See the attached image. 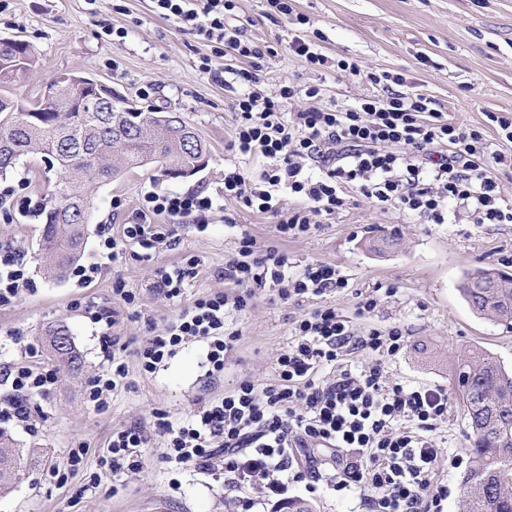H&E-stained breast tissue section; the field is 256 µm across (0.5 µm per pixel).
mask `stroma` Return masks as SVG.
<instances>
[{"instance_id": "obj_1", "label": "stroma", "mask_w": 512, "mask_h": 512, "mask_svg": "<svg viewBox=\"0 0 512 512\" xmlns=\"http://www.w3.org/2000/svg\"><path fill=\"white\" fill-rule=\"evenodd\" d=\"M291 6L295 17L307 18V31L321 34L324 54L356 63L360 73L312 68L284 48L296 24L274 12L268 0H237L234 24L244 39L277 50L263 60L264 89L283 81L299 88L289 111L309 107L303 93L308 85H323L322 105L350 108L373 93L368 74L398 73L408 85L427 93L450 121L480 131L492 149L512 152V143L500 138L496 123L499 116H512V0H292ZM106 23L127 30L122 45L104 37ZM13 37L34 46L37 64L9 85L12 98L41 100L54 76L81 71L144 109L177 112L209 149L207 164L190 176L173 177L161 164L151 163L100 187L83 260L92 259L98 250L95 226L131 221L145 191H212L221 185L227 167L259 171L262 158H243L225 149L232 128L230 102L241 86H225L202 72L199 64L210 52L208 42L162 18L152 0H8L0 8V39ZM144 86L149 89L145 95L140 92ZM116 195L125 201L117 213L112 210ZM343 196L345 205L335 218L285 243L273 217L227 204L238 226L261 244L281 245L296 269L328 261L348 284L330 294L286 303L274 299L272 289H263L239 322L242 340L214 391L223 393L244 377L267 382L296 318L318 306L336 307L359 329L404 326L409 331L406 346L389 362L388 371L392 378L413 385L447 387L451 406L448 422L437 435L442 454L438 476L451 489L445 512H462V471L446 460L447 454L466 453L469 445L459 368L469 354L482 350L511 369L512 323L475 314L459 286L464 275L478 267L512 274V224H475L466 209L455 205L448 208L447 223L435 224L426 216L376 204L352 187L344 188ZM43 223L40 216L0 209V245L26 252L35 281L12 305L0 307V364H47L57 373L54 393L30 402L35 429H7L22 451V461L18 479L0 492V512H234L223 479L170 462L166 439L157 432L148 434L140 471L116 474L106 464L113 430L137 419L150 420L155 411L175 424L187 417L203 383L201 354L195 345H187L164 370L142 375L133 350L149 333L162 332L174 314L173 306L149 289L156 262L136 260L126 250L88 287H76L67 278H44L37 260ZM235 237V228L225 227L217 214L205 234L186 228L179 248L163 252L159 260L174 262L185 253L201 257L203 271L186 290L194 299L223 288L224 257ZM372 237H392L396 243L379 254L366 246ZM118 281L136 293L134 304H124L114 294ZM368 294L376 297L377 306L363 316L358 302ZM87 299L115 311L129 369L101 409L87 401L92 381L103 371L95 329L75 306ZM60 321L70 329L79 370L58 361L48 346L47 331ZM29 344L36 347V355L26 353ZM77 448L84 455L75 466L71 452ZM49 467L58 468L65 483L47 480Z\"/></svg>"}]
</instances>
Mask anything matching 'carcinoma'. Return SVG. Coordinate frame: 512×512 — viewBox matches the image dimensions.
<instances>
[{
  "label": "carcinoma",
  "instance_id": "cac0c4a2",
  "mask_svg": "<svg viewBox=\"0 0 512 512\" xmlns=\"http://www.w3.org/2000/svg\"><path fill=\"white\" fill-rule=\"evenodd\" d=\"M36 63L35 49L23 40L0 41V88L19 80ZM129 105L121 97L112 104L80 112H52L48 98L34 104L0 95V175L16 168L22 157L39 154L47 171L55 173L50 206L44 210L40 238L41 269L57 279L80 259L93 200L98 189L127 168L156 160L167 174L180 165L201 166L208 147L196 130L181 118L176 122L194 139L174 136L158 113L122 112ZM464 299L480 316L512 321V275L479 268L460 285ZM69 335L59 323L49 346L61 360L74 358V344L57 346ZM458 386L471 429L470 466L460 479L466 512H512V373L488 352L472 353L458 373ZM19 450L0 431V468L16 469Z\"/></svg>",
  "mask_w": 512,
  "mask_h": 512
}]
</instances>
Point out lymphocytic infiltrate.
<instances>
[{
  "label": "lymphocytic infiltrate",
  "instance_id": "f902f5d3",
  "mask_svg": "<svg viewBox=\"0 0 512 512\" xmlns=\"http://www.w3.org/2000/svg\"><path fill=\"white\" fill-rule=\"evenodd\" d=\"M153 2L158 14L213 42L202 70L211 71L214 59L228 49L248 59V66L235 72L246 91L231 105L229 148L243 157L262 156L265 164L256 174L225 169L214 195L201 188L144 192L134 219L121 229L100 225L96 261L72 271L77 286L87 287L124 248H138L148 260L175 249L184 225L206 232L209 217L225 201L276 216L284 241L333 219L345 205L347 185L377 204L425 215L436 224L444 223L451 201L467 207L474 223H512V205L495 176L499 167H512V154L493 151L480 131L449 121L425 92L406 87L402 75L372 76L382 93L361 98L350 109L319 106L318 85L301 91L285 81L267 92L260 88L263 51L242 41L230 24L235 0ZM300 92L311 107L286 113L287 102ZM433 148L439 154L428 169L421 157ZM289 198L296 207H286ZM200 266L197 255L186 254L156 268L151 289L177 304L178 312L162 333L136 348L143 375L156 373L193 341L203 350L208 383H216L241 340L227 320L246 312L256 289L274 285L281 300L297 301L347 286L327 261L292 271L287 252L259 244L246 230L224 258V289L185 301ZM31 285L25 253L1 246L0 307ZM81 308L97 327L107 364L88 394L93 406L102 407L129 370L116 353L113 310L91 300ZM407 338L403 326L360 330L335 307H316L295 320L269 381L259 385L243 378L224 394L203 392L188 421L175 425L160 413L155 426L175 462L203 471L222 467L224 488L237 493L240 512L284 498L292 485L312 493L322 483L357 493L362 512H444L449 490L437 476L435 436L448 420L451 396L447 388L410 385L388 374L387 362ZM358 355L366 356L365 364L355 363ZM0 377L11 384L9 397L0 401V423L34 428L28 402L51 395L55 369L7 364ZM146 443L142 422L113 431L108 443L113 472L142 469Z\"/></svg>",
  "mask_w": 512,
  "mask_h": 512
}]
</instances>
